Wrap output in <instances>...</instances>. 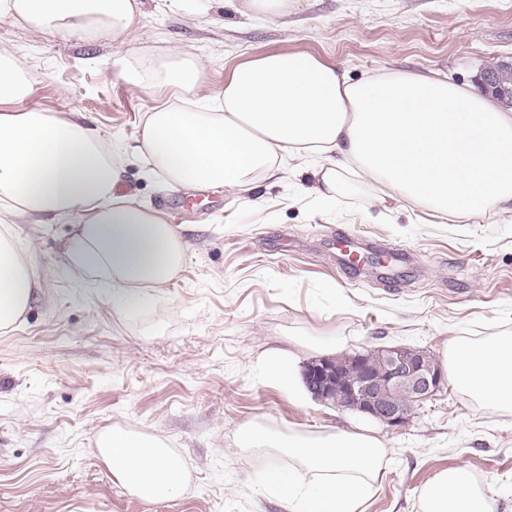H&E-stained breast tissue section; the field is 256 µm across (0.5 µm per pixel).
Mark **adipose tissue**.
<instances>
[{
	"mask_svg": "<svg viewBox=\"0 0 512 512\" xmlns=\"http://www.w3.org/2000/svg\"><path fill=\"white\" fill-rule=\"evenodd\" d=\"M0 13L38 35L105 33L119 42L138 9L135 0H0ZM121 63L120 76L130 84L186 94L206 69L178 46L160 63L136 54ZM32 91L25 60L1 52L0 201L13 203L20 217L80 214L68 267L111 289L120 308L141 305V288L175 280L188 249L159 213L118 195L132 159L145 160L174 189L221 186L237 194L307 169L313 197L327 205L370 185L374 206L469 220L512 214V111L435 73L394 71L354 81L308 53L268 54L235 67L217 104L195 111L161 106L129 143L105 141L72 113L8 110ZM34 279L14 229L0 226V329L26 312ZM342 345L332 336H292L287 347L264 350L251 373L301 403L303 357ZM441 362L452 389L476 409L512 411L511 332H455ZM235 441L264 457L254 484L284 512H357L384 479L389 454L378 436L359 428L281 429L254 420L239 427ZM97 446L114 479L145 502L187 489L183 459L158 436L113 426L98 434ZM417 502L419 512H495L466 465L437 473L419 488Z\"/></svg>",
	"mask_w": 512,
	"mask_h": 512,
	"instance_id": "ef3b65f1",
	"label": "adipose tissue"
}]
</instances>
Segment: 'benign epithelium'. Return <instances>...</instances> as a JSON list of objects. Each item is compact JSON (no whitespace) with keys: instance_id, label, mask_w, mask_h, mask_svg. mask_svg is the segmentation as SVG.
<instances>
[{"instance_id":"benign-epithelium-1","label":"benign epithelium","mask_w":512,"mask_h":512,"mask_svg":"<svg viewBox=\"0 0 512 512\" xmlns=\"http://www.w3.org/2000/svg\"><path fill=\"white\" fill-rule=\"evenodd\" d=\"M484 85L504 108L512 109V61L491 60L483 69ZM385 379L363 375L344 391L330 390L337 368L334 361L310 364L304 374L308 388L319 398L341 407L361 412L390 428L404 425L416 405L432 398L441 388L444 377L427 353L408 348L380 350Z\"/></svg>"}]
</instances>
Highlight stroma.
I'll return each mask as SVG.
<instances>
[{
	"mask_svg": "<svg viewBox=\"0 0 512 512\" xmlns=\"http://www.w3.org/2000/svg\"><path fill=\"white\" fill-rule=\"evenodd\" d=\"M138 4L128 49L158 59L178 45L207 63L184 106L222 99L235 66L272 53L307 52L354 80L411 70L471 86L490 59L512 60V0H296L284 21L252 17L243 0ZM117 51L108 36H37L0 14V52L27 61L33 86L14 111L77 112L105 139L129 140L165 95L121 79ZM307 181L267 180L241 196L175 191L130 161L124 192L184 227L189 247L177 279L129 311L67 268L78 216L15 221L0 210L38 274L26 314L0 330V512H283L255 492L260 461L235 443L252 420L373 427L392 464L359 512H417L418 489L460 464L485 481L496 512H512V412L474 410L446 385L389 428L330 401L296 403L249 371L292 336L342 338L346 355L400 345L436 359L458 326L512 332V215L426 224L407 208L366 207L368 188L324 209L301 196ZM342 235L366 255H400L353 271ZM115 425L164 438L187 466L186 492L147 503L115 482L96 446Z\"/></svg>",
	"mask_w": 512,
	"mask_h": 512,
	"instance_id": "35a3bbf8",
	"label": "stroma"
}]
</instances>
